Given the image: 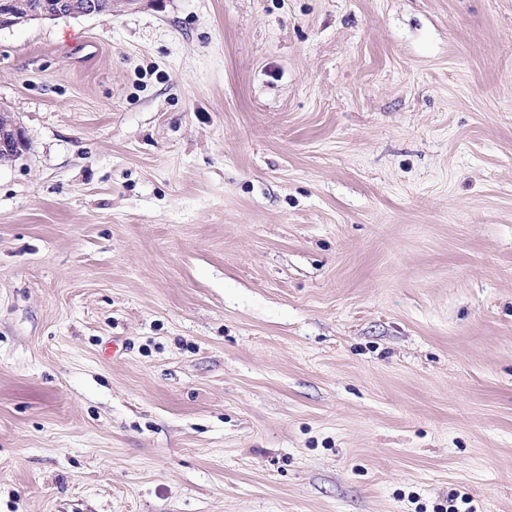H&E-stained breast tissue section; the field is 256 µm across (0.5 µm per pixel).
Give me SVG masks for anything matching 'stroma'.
I'll list each match as a JSON object with an SVG mask.
<instances>
[{
	"label": "stroma",
	"instance_id": "1",
	"mask_svg": "<svg viewBox=\"0 0 512 512\" xmlns=\"http://www.w3.org/2000/svg\"><path fill=\"white\" fill-rule=\"evenodd\" d=\"M0 106V512H512V0L35 20ZM29 141L15 114L0 107V166L28 153Z\"/></svg>",
	"mask_w": 512,
	"mask_h": 512
}]
</instances>
